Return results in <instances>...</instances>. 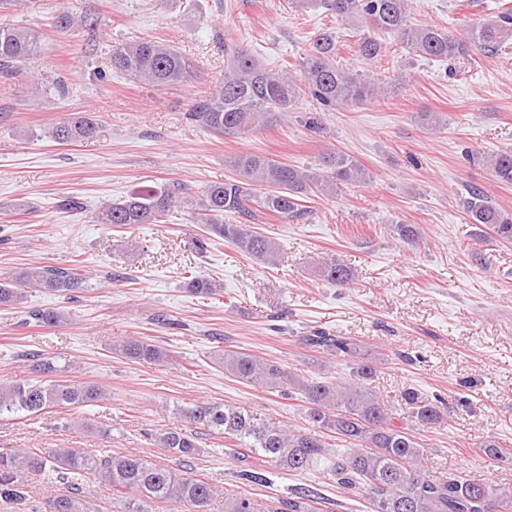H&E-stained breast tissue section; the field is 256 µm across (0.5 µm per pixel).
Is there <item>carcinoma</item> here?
Listing matches in <instances>:
<instances>
[{"instance_id": "obj_1", "label": "carcinoma", "mask_w": 512, "mask_h": 512, "mask_svg": "<svg viewBox=\"0 0 512 512\" xmlns=\"http://www.w3.org/2000/svg\"><path fill=\"white\" fill-rule=\"evenodd\" d=\"M322 5L343 21L358 20L372 29L361 36L356 53L371 61L385 52L380 33L398 35L402 48L413 57L451 61L481 53H496L512 42V11L491 19H479L453 33L432 25L415 26L408 18V0H322ZM60 30H98V20L88 13L62 10L54 21ZM40 33L30 27L0 22V74L13 77L26 72L28 64L41 58ZM337 36L317 33L299 63V75L276 73L248 49L224 44V80L205 99L195 102L186 120L221 135H249L272 125L277 115L293 109L302 95L311 97L322 111L340 105H356L385 96L394 85L380 84L368 75L335 64ZM111 70L151 87L187 84L197 77L195 62L176 46L154 38L114 42L108 51ZM415 121L437 131L447 125L439 112H417ZM99 129L93 112H75L53 128L51 137L68 143L95 136ZM470 162L482 164L501 184L512 185V149L491 154L477 152ZM236 177L207 185L202 197H189L187 184L171 180L160 186H142L129 196L101 205L92 219L98 224H165L176 209L191 207L195 224L205 234L195 239L200 253L226 241L242 253L275 265L279 248L271 238L256 231L258 216L298 224L309 214L307 199L333 193L343 183L366 180L369 170L355 157L332 150L322 157L317 172L302 170L267 156L240 153L229 160ZM468 223L480 224L495 236L512 242V210L494 203L477 187L467 189L464 200ZM398 240L417 244L420 229L415 224H393ZM318 279L343 286L351 270L336 258L315 268ZM86 276L79 268L51 265L23 267L0 282V307H14L27 299L28 290L68 292L82 287ZM189 291L204 299L224 292L220 282L204 275L188 276ZM64 314L55 308H31L23 324L57 327ZM304 344L320 354L314 372L299 374L278 362L226 350L224 373L240 381L279 390L304 403L312 429L285 428L258 419L242 407L203 404L179 410L188 424H199L224 436L229 455L239 463L235 477L243 484L267 483V470L274 467L302 473L322 460L329 461L336 485L348 494L368 497L375 512H512V486L467 479L450 470L430 476L423 468L424 444L415 431L440 426L450 418L448 401L440 396L405 389L394 399L379 397L370 387L382 358L356 336H336L320 328L302 336ZM122 355L139 363L165 361V350L145 338L121 345ZM34 381L0 387V415H38L57 408L93 406L106 399L104 389L90 383L54 380L56 366L30 355ZM344 361L352 366L347 379L328 377L327 364ZM400 424H395V421ZM159 442L187 463L198 454L194 434L180 427L160 433ZM482 454L512 464V453L493 439L479 444ZM42 474L65 492L39 503L32 499L26 477ZM94 475L108 485L125 505L123 512H149V503L168 502L186 512H212L216 487L207 480L158 466L137 454L95 453L77 448H0V500L21 512H92L79 480ZM321 497L307 485H297L277 500L267 512H322ZM222 512H261L242 496L224 497Z\"/></svg>"}]
</instances>
